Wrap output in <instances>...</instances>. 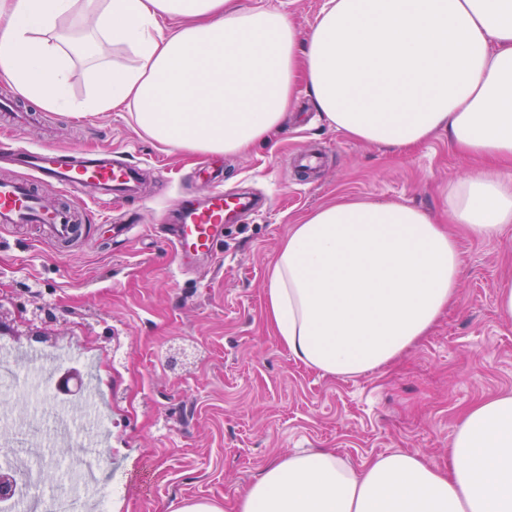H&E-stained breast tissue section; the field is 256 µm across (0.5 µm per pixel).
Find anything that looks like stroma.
Returning <instances> with one entry per match:
<instances>
[{
    "mask_svg": "<svg viewBox=\"0 0 512 512\" xmlns=\"http://www.w3.org/2000/svg\"><path fill=\"white\" fill-rule=\"evenodd\" d=\"M19 104L34 119L17 144L107 147L144 168L138 197L88 204L91 233L70 253L31 231L0 230V341L18 353L71 349L49 375L58 403L78 407L84 385L95 384L108 512H176L188 500L234 512L240 490L274 458L309 448L355 466L408 450L444 467L465 411L512 393V318L498 308L499 287L512 279V229L479 237L449 224V183L480 165L447 134L403 151L351 140L302 90L270 145L188 158L162 151L126 112ZM308 143L323 165L304 185L290 159ZM203 164L222 169L225 190L246 188L270 204L226 225L220 259L183 271L162 230L174 225L178 200L204 197ZM345 197L399 201L448 223L462 273L454 303L418 345L383 370L340 378L291 358L266 321L264 291L293 224ZM115 224L132 225L128 240L112 241Z\"/></svg>",
    "mask_w": 512,
    "mask_h": 512,
    "instance_id": "stroma-1",
    "label": "stroma"
}]
</instances>
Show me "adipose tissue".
<instances>
[{
	"label": "adipose tissue",
	"mask_w": 512,
	"mask_h": 512,
	"mask_svg": "<svg viewBox=\"0 0 512 512\" xmlns=\"http://www.w3.org/2000/svg\"><path fill=\"white\" fill-rule=\"evenodd\" d=\"M91 23L89 92L73 101ZM130 63H102L107 47ZM0 77L42 107L130 112L160 145L239 155L266 144L306 88L347 138L399 150L447 132L487 170L448 187L447 224L512 227V0H328L309 31L238 0H0ZM391 201L343 200L293 225L268 275L266 318L289 354L362 376L428 336L455 298L459 249L446 226ZM236 512H512V394L471 407L448 467L396 451L352 467L331 451L268 464Z\"/></svg>",
	"instance_id": "ef3b65f1"
}]
</instances>
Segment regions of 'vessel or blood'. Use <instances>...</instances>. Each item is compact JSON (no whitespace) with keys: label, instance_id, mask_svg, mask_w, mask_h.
<instances>
[{"label":"vessel or blood","instance_id":"obj_1","mask_svg":"<svg viewBox=\"0 0 512 512\" xmlns=\"http://www.w3.org/2000/svg\"><path fill=\"white\" fill-rule=\"evenodd\" d=\"M16 156L31 176L26 180L0 181V225H39L50 241L61 246L69 245L83 233L78 222L79 205L76 201L67 205L48 204L35 192V184L63 186L74 198L88 185L106 195L129 194L136 189L137 167L108 149L90 155L77 149L22 147ZM263 204L260 197L229 195L220 189L213 190L205 203L184 202L173 241L179 267L217 256L224 247V226L231 215L255 211Z\"/></svg>","mask_w":512,"mask_h":512}]
</instances>
